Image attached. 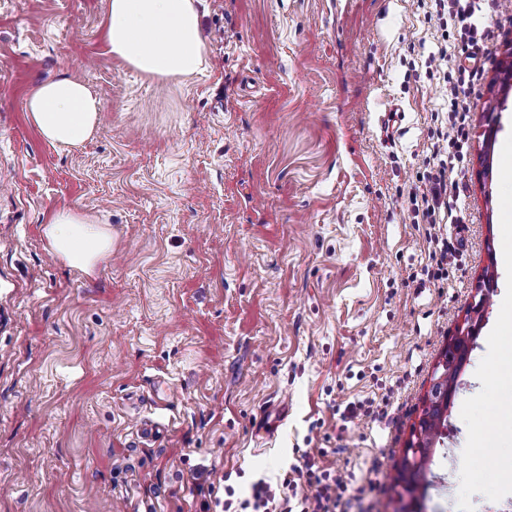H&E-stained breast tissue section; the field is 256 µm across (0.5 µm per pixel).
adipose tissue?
Segmentation results:
<instances>
[{"label":"adipose tissue","mask_w":512,"mask_h":512,"mask_svg":"<svg viewBox=\"0 0 512 512\" xmlns=\"http://www.w3.org/2000/svg\"><path fill=\"white\" fill-rule=\"evenodd\" d=\"M105 42L110 54L151 76H186L201 70L204 49L195 0H107ZM99 98L68 76L38 84L26 102L45 141L76 147L96 133ZM50 251L68 267L90 274L112 254L109 224L73 208L54 212L43 228Z\"/></svg>","instance_id":"1"}]
</instances>
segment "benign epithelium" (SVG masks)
<instances>
[{"mask_svg":"<svg viewBox=\"0 0 512 512\" xmlns=\"http://www.w3.org/2000/svg\"><path fill=\"white\" fill-rule=\"evenodd\" d=\"M489 288H491V282L487 281L485 287L478 290L480 293L478 302L468 311L462 324L458 326L456 335L448 340L447 350L441 363L442 370L434 378L433 387L426 397L428 405L438 407L443 417L446 416L455 393V382L448 380V367H455L457 371H462L467 361L469 345L482 326L486 290ZM421 427L420 423L415 426L416 441L406 448L404 461L408 475L424 470L428 461L430 447L422 441Z\"/></svg>","mask_w":512,"mask_h":512,"instance_id":"obj_1","label":"benign epithelium"}]
</instances>
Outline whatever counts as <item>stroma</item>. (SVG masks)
<instances>
[{
  "instance_id": "stroma-1",
  "label": "stroma",
  "mask_w": 512,
  "mask_h": 512,
  "mask_svg": "<svg viewBox=\"0 0 512 512\" xmlns=\"http://www.w3.org/2000/svg\"><path fill=\"white\" fill-rule=\"evenodd\" d=\"M105 2L0 0V512H197L306 453L344 478L340 512H399L412 426L489 276L420 509L512 512V5L475 12L494 39L456 126L429 60L473 64L432 0H197L204 67L164 79L107 52ZM62 75L101 101L77 147L24 111ZM442 134L454 220L417 224ZM64 207L112 227L92 275L46 246Z\"/></svg>"
}]
</instances>
